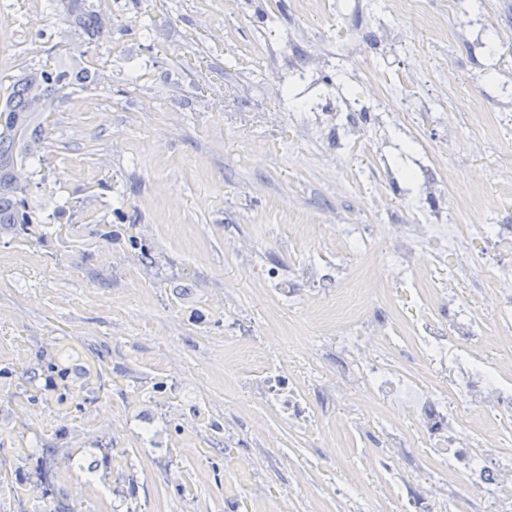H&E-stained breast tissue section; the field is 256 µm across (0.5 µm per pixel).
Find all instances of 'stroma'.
<instances>
[{
    "mask_svg": "<svg viewBox=\"0 0 512 512\" xmlns=\"http://www.w3.org/2000/svg\"><path fill=\"white\" fill-rule=\"evenodd\" d=\"M66 14L0 0V96L33 69L74 77L28 179L37 223L0 236V512H25L46 448L78 512H512V449L483 444L512 440V413L456 389L469 330L512 381V288L493 278L512 264V0H112L100 33ZM385 75L403 81L391 111L346 139L343 96ZM433 218L448 231L417 239L414 284L393 260ZM361 272L348 335L393 337L370 361L420 374L447 427L364 386L322 321ZM421 335L447 356L422 361ZM241 336L308 417L225 360ZM461 429L472 447L453 446ZM475 464L500 482L463 485Z\"/></svg>",
    "mask_w": 512,
    "mask_h": 512,
    "instance_id": "35a3bbf8",
    "label": "stroma"
}]
</instances>
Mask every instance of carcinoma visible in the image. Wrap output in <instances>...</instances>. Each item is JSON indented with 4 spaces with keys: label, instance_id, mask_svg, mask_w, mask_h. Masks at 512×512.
Wrapping results in <instances>:
<instances>
[{
    "label": "carcinoma",
    "instance_id": "cac0c4a2",
    "mask_svg": "<svg viewBox=\"0 0 512 512\" xmlns=\"http://www.w3.org/2000/svg\"><path fill=\"white\" fill-rule=\"evenodd\" d=\"M67 12L72 20L88 15L90 29L103 27L95 12L85 13V0H68ZM67 86L57 69L25 72L13 80L11 92L0 104V234H17L33 223L22 173L41 162L46 106Z\"/></svg>",
    "mask_w": 512,
    "mask_h": 512
}]
</instances>
